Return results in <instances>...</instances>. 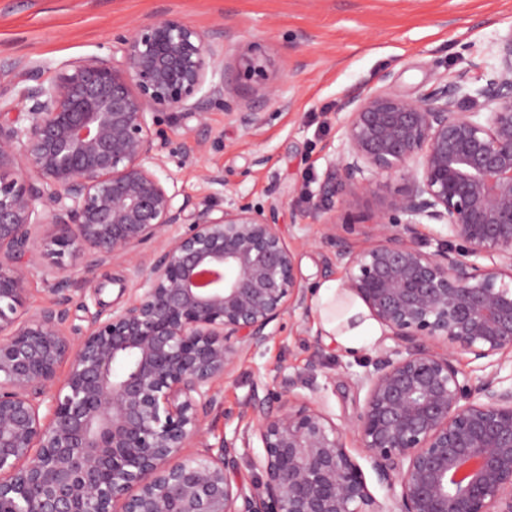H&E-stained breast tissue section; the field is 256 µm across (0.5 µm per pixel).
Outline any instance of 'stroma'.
<instances>
[{
    "instance_id": "1",
    "label": "stroma",
    "mask_w": 512,
    "mask_h": 512,
    "mask_svg": "<svg viewBox=\"0 0 512 512\" xmlns=\"http://www.w3.org/2000/svg\"><path fill=\"white\" fill-rule=\"evenodd\" d=\"M179 16L206 35L224 34V61L215 78L236 111L209 107L207 148L196 153L186 137L190 112L163 114L159 150L164 176L179 198L197 207L234 198L274 211L307 286L345 275L330 249L314 245L324 231L310 210L329 162L343 139L347 96L391 85L413 98L436 76L493 65L494 43L512 26V0H0V102L18 90L49 81L63 63L105 55L116 36L162 13ZM257 55L265 74L243 78L239 59ZM276 87L277 99L266 96ZM259 112L262 124L245 135L238 113ZM223 182H212L213 174ZM402 185L383 178L374 195L354 204L362 222L348 242L372 244L370 222L383 199ZM98 290L75 293L69 325L86 329L91 314L128 304L130 265L117 260L97 273ZM373 350L350 355L325 341L309 307L277 323L270 340L241 354L232 375L215 386L205 441L219 446L251 423L252 395L277 397L284 375L306 374L321 363L323 401L340 423L354 422L366 391L356 376Z\"/></svg>"
}]
</instances>
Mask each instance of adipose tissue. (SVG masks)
<instances>
[{
    "mask_svg": "<svg viewBox=\"0 0 512 512\" xmlns=\"http://www.w3.org/2000/svg\"><path fill=\"white\" fill-rule=\"evenodd\" d=\"M310 311L322 336L346 353L353 354L374 344L381 336L378 323L370 318L359 299L342 289L337 278H327L313 288Z\"/></svg>",
    "mask_w": 512,
    "mask_h": 512,
    "instance_id": "adipose-tissue-1",
    "label": "adipose tissue"
}]
</instances>
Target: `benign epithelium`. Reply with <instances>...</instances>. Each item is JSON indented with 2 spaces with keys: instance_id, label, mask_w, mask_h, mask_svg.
Wrapping results in <instances>:
<instances>
[{
  "instance_id": "benign-epithelium-1",
  "label": "benign epithelium",
  "mask_w": 512,
  "mask_h": 512,
  "mask_svg": "<svg viewBox=\"0 0 512 512\" xmlns=\"http://www.w3.org/2000/svg\"><path fill=\"white\" fill-rule=\"evenodd\" d=\"M116 53L63 65L26 87L20 117L0 111V512H512V27L496 63L409 99L385 85L349 96L343 143L312 211L343 288L383 339L352 428L288 391L254 396L243 447L260 476L232 480L235 443L206 444L218 380L269 326L302 307L303 277L274 218L246 204L177 202L160 176L159 117L232 104L213 38L164 14L117 38ZM403 186L378 211L375 244L356 250L334 200ZM446 227L429 252L423 222ZM185 224L176 236L169 228ZM131 267L135 299L67 324L71 289L26 317L39 256L80 255L82 288L147 243ZM469 354L482 375L457 365ZM354 434L386 489L370 490ZM197 444L204 451L187 455Z\"/></svg>"
}]
</instances>
